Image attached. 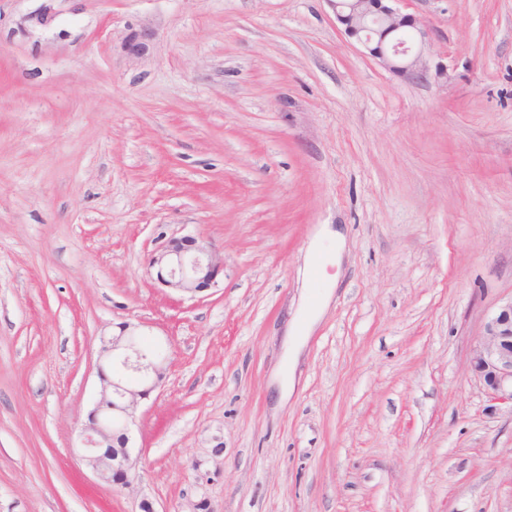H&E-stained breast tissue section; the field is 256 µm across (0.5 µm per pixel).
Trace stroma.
<instances>
[{
  "instance_id": "35a3bbf8",
  "label": "stroma",
  "mask_w": 512,
  "mask_h": 512,
  "mask_svg": "<svg viewBox=\"0 0 512 512\" xmlns=\"http://www.w3.org/2000/svg\"><path fill=\"white\" fill-rule=\"evenodd\" d=\"M400 7L415 80L327 0H0V512H512L469 368L512 297V0ZM183 236L224 256L194 297L148 268ZM125 323L169 353L130 489L78 447Z\"/></svg>"
}]
</instances>
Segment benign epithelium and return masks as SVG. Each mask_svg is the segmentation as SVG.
<instances>
[{
  "label": "benign epithelium",
  "instance_id": "benign-epithelium-1",
  "mask_svg": "<svg viewBox=\"0 0 512 512\" xmlns=\"http://www.w3.org/2000/svg\"><path fill=\"white\" fill-rule=\"evenodd\" d=\"M344 34L389 72L406 78L424 75L422 64L429 32L417 16L401 12L392 0H327ZM148 266L166 288L198 294L216 286L224 273V256L212 245L192 236L171 239L150 257ZM139 335L125 325L120 334L104 341L99 377L100 397L83 429L84 459L106 483L129 487L138 473L128 446L104 450L112 437V420L121 422V435L138 400L156 389L165 368L148 360L129 340ZM471 370L494 403L512 409V297L488 316L470 357Z\"/></svg>",
  "mask_w": 512,
  "mask_h": 512
}]
</instances>
